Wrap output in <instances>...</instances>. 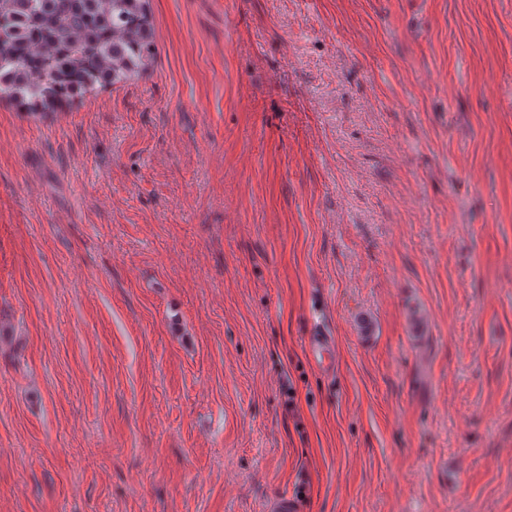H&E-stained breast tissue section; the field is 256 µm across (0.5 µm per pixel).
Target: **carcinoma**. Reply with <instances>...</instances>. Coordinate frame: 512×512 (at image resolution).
Instances as JSON below:
<instances>
[{
    "mask_svg": "<svg viewBox=\"0 0 512 512\" xmlns=\"http://www.w3.org/2000/svg\"><path fill=\"white\" fill-rule=\"evenodd\" d=\"M147 0H0V97L53 110L154 60Z\"/></svg>",
    "mask_w": 512,
    "mask_h": 512,
    "instance_id": "obj_1",
    "label": "carcinoma"
}]
</instances>
